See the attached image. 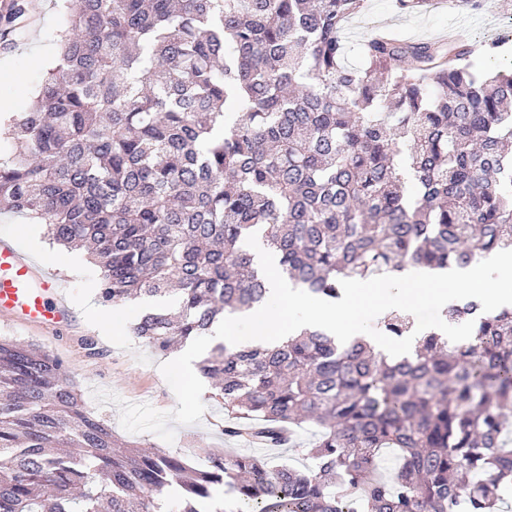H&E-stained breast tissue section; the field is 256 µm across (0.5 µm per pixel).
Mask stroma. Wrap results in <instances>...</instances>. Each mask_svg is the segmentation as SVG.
Returning <instances> with one entry per match:
<instances>
[{
	"label": "stroma",
	"instance_id": "1",
	"mask_svg": "<svg viewBox=\"0 0 512 512\" xmlns=\"http://www.w3.org/2000/svg\"><path fill=\"white\" fill-rule=\"evenodd\" d=\"M378 26L388 27L399 37L408 39L437 37L449 28L462 26L476 41L487 45L503 37L512 39V0H491L488 9L476 13L452 12L446 0H433L422 12L412 15L400 12L395 0H368L366 13L349 19L343 31L348 43L347 65H362L359 45ZM68 27L69 17L61 0H39L37 21L25 29L0 25V43L6 45L5 51H0L1 120L27 108L55 67L61 51L60 34ZM0 235L13 237L41 265L58 274L76 317L69 329L52 336L0 321V336L33 342L60 356L78 384L85 409L108 420L121 439L166 449L199 465L206 462L205 449L222 448L231 453H250L274 463L286 461L300 468L306 466V459L295 447L313 441L314 428L299 430L292 443L279 448L228 438L220 429L225 420L224 407L211 387L202 396L206 411L201 422L176 427L174 442H165L150 432L124 431L118 407L98 403L94 391H109L131 403H148L157 410L171 411L177 405L176 396L159 369L166 361L165 356L131 332L119 336L103 333L100 320L109 311L102 308L93 314L87 309L89 298L96 294L94 284L99 280V269L85 251L50 244L44 225L1 207ZM88 340L95 342L97 354L86 350L84 343Z\"/></svg>",
	"mask_w": 512,
	"mask_h": 512
}]
</instances>
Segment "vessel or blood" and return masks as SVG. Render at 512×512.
Listing matches in <instances>:
<instances>
[{
  "label": "vessel or blood",
  "instance_id": "b4317fda",
  "mask_svg": "<svg viewBox=\"0 0 512 512\" xmlns=\"http://www.w3.org/2000/svg\"><path fill=\"white\" fill-rule=\"evenodd\" d=\"M71 314L55 272L40 266L11 237L0 236V319L53 331Z\"/></svg>",
  "mask_w": 512,
  "mask_h": 512
}]
</instances>
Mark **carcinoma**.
<instances>
[{"label":"carcinoma","instance_id":"1","mask_svg":"<svg viewBox=\"0 0 512 512\" xmlns=\"http://www.w3.org/2000/svg\"><path fill=\"white\" fill-rule=\"evenodd\" d=\"M60 63L9 120L0 203L86 248L105 308L169 297L134 336L166 355L263 303L246 244L318 298L407 265L465 267L512 248V73L464 43L374 35L345 63L367 0H63ZM392 360L320 328L215 345L224 435L278 446L312 424L313 465L129 443L88 413L63 361L0 336V512H199L227 484L259 512H500L512 484V310L475 299ZM392 336L409 319L382 321ZM398 477L370 478L383 452Z\"/></svg>","mask_w":512,"mask_h":512}]
</instances>
